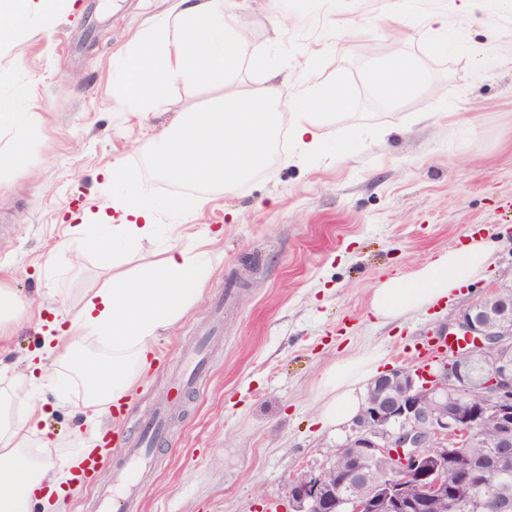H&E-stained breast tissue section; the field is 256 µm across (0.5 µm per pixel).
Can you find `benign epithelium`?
<instances>
[{
	"label": "benign epithelium",
	"mask_w": 512,
	"mask_h": 512,
	"mask_svg": "<svg viewBox=\"0 0 512 512\" xmlns=\"http://www.w3.org/2000/svg\"><path fill=\"white\" fill-rule=\"evenodd\" d=\"M439 335L460 340V346L433 370L398 367L383 374L344 443L382 464L375 492L347 500L325 465L290 478V512H417L431 500L449 512H464L466 504L449 493L445 458L450 451L461 455L490 417L497 425L491 447L498 467L512 466V287L464 309ZM474 360L486 365L481 384L467 379L466 367ZM450 362L456 363L451 376ZM411 484L413 495L406 492ZM475 489L487 512H512L500 481L483 480Z\"/></svg>",
	"instance_id": "7a95c632"
}]
</instances>
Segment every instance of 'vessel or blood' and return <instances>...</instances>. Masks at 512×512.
Here are the masks:
<instances>
[{
  "label": "vessel or blood",
  "instance_id": "vessel-or-blood-1",
  "mask_svg": "<svg viewBox=\"0 0 512 512\" xmlns=\"http://www.w3.org/2000/svg\"><path fill=\"white\" fill-rule=\"evenodd\" d=\"M205 351L189 356L175 375V392H183L199 379L205 366ZM170 408H155L152 416L142 425L137 439L127 445L125 471L115 474L109 486L97 489L92 505L94 512H135L138 491L152 468L153 451L167 436Z\"/></svg>",
  "mask_w": 512,
  "mask_h": 512
}]
</instances>
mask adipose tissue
Returning a JSON list of instances; mask_svg holds the SVG:
<instances>
[{
  "label": "adipose tissue",
  "mask_w": 512,
  "mask_h": 512,
  "mask_svg": "<svg viewBox=\"0 0 512 512\" xmlns=\"http://www.w3.org/2000/svg\"><path fill=\"white\" fill-rule=\"evenodd\" d=\"M75 0H0V43L14 42L32 24L52 30ZM235 0H181V8L155 19L135 37L120 61L117 109L152 112L164 106L172 87L205 86L208 107L162 131L151 146V162L163 175L202 187L231 188L267 160L283 133H290L296 160L317 157L325 117L354 105V89L343 77L289 89L288 78L268 57L248 51L237 26ZM248 72L240 89L236 78ZM390 104L402 103L420 87L410 62L372 67L366 76ZM290 124L282 126L281 108ZM107 180L121 187L109 210L76 225L79 245L89 253L130 251L151 239L154 203L129 170L112 165ZM213 241L198 238L163 250L136 274L118 271L88 288L77 305H62L51 336L33 370L0 373V512H29L33 501L65 512L66 488L79 449L60 448L42 429L44 402L35 382L66 388L79 383L89 426H97L109 404H122L153 358L160 333L174 326L204 293L212 273ZM496 241L480 238L464 250L448 249L425 259L407 275L385 277L374 289L370 315L387 323L435 305L478 280L495 261ZM380 359L366 353L332 364L322 378L317 418L326 428L353 419L364 405V385Z\"/></svg>",
  "instance_id": "ef3b65f1"
}]
</instances>
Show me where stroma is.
Here are the masks:
<instances>
[{
    "mask_svg": "<svg viewBox=\"0 0 512 512\" xmlns=\"http://www.w3.org/2000/svg\"><path fill=\"white\" fill-rule=\"evenodd\" d=\"M177 2L81 0L82 11L51 34L33 26L19 48L0 50V113L40 118L27 166L0 170V284L29 301L0 339V371L22 370L41 349L32 325L54 318L50 282L73 305L108 275L111 258L76 248L53 273L40 264L72 238L73 214L111 199L104 170L120 163L156 204L154 237L122 254L123 268L178 245V225L219 237L201 301L157 339L125 415L107 416L108 430L129 439L157 403L175 401L138 512H286L291 476L327 464L351 431L317 420L325 370L365 351L380 355L381 370L416 369L415 343L512 284V0L492 16L484 0L466 15L458 0H411L414 25L402 31L382 21L388 0H285L284 29L267 0H242L236 22L250 49L286 71L304 62L306 84L346 78L356 103L328 115L336 133L319 157L291 161L293 144L281 140L262 168L226 191L160 175L148 156L159 132L205 105L207 90L175 84L156 112L114 106L119 58ZM439 12L465 42L493 46L500 66L435 54L426 19ZM399 58L414 62L421 85L392 106L365 73ZM201 194L203 208L165 206L171 196ZM472 233L499 244L482 279L407 317L374 321L368 308L382 278L411 273ZM208 332L220 343L199 382L174 397V373ZM43 427L71 448L89 433L77 403L51 411Z\"/></svg>",
    "mask_w": 512,
    "mask_h": 512,
    "instance_id": "35a3bbf8",
    "label": "stroma"
}]
</instances>
